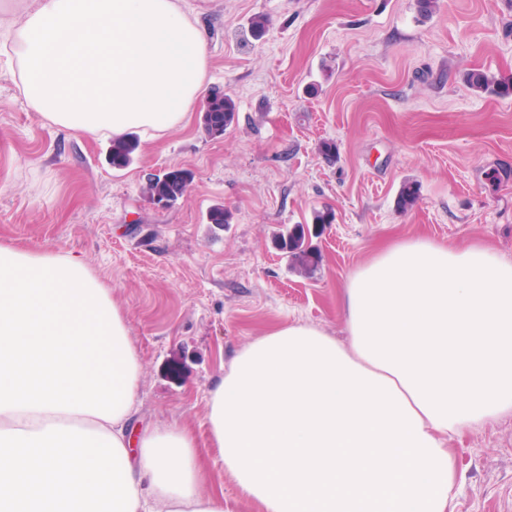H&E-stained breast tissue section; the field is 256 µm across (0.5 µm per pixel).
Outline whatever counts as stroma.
Masks as SVG:
<instances>
[{
	"label": "stroma",
	"instance_id": "35a3bbf8",
	"mask_svg": "<svg viewBox=\"0 0 512 512\" xmlns=\"http://www.w3.org/2000/svg\"><path fill=\"white\" fill-rule=\"evenodd\" d=\"M202 30L211 86L236 122L219 139L201 112L139 140L115 168L110 138L61 130L20 97L0 52V243L82 258L130 314L141 353L136 420L206 442L208 393L269 329L315 326L346 341L341 289L380 245L426 238L512 261V96L474 93L472 70L512 76V0H183ZM268 21L253 38L255 15ZM336 145L327 160L324 142ZM193 176L169 208L149 175ZM419 198L401 210L398 192ZM217 204L229 224L207 223ZM333 221L298 271L281 229ZM454 512H512V413L449 435Z\"/></svg>",
	"mask_w": 512,
	"mask_h": 512
}]
</instances>
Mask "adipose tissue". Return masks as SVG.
Masks as SVG:
<instances>
[{
  "label": "adipose tissue",
  "instance_id": "ef3b65f1",
  "mask_svg": "<svg viewBox=\"0 0 512 512\" xmlns=\"http://www.w3.org/2000/svg\"><path fill=\"white\" fill-rule=\"evenodd\" d=\"M60 129L156 140L206 89L180 0H38L0 38ZM348 339L278 326L208 397L207 443L133 423L140 352L83 260L0 244V512H452L448 436L512 412V262L409 239L343 289ZM224 504L229 512H259L255 504L242 497L227 475H224Z\"/></svg>",
  "mask_w": 512,
  "mask_h": 512
}]
</instances>
